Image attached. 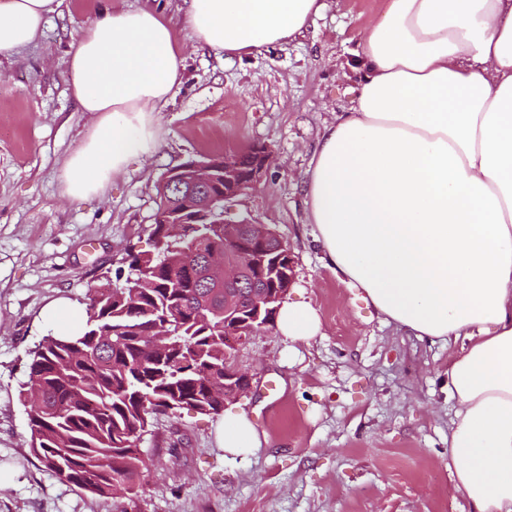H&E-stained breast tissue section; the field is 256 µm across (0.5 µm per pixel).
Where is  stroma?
<instances>
[{
  "mask_svg": "<svg viewBox=\"0 0 512 512\" xmlns=\"http://www.w3.org/2000/svg\"><path fill=\"white\" fill-rule=\"evenodd\" d=\"M145 0H62L27 48L0 58V463L16 484L0 512H471L448 458L454 402L443 384L451 346L385 322L323 259L304 182L325 127L354 104L360 44L386 0H324L297 39L244 56L194 41L181 0H154L184 48V82L154 115L159 145L97 194L64 193V163L97 116L65 81L71 40L98 11ZM253 144L272 159L260 182L224 203V221L275 230L294 260L289 299L322 331L290 346L269 326L240 347L251 390L227 409L268 442L241 459L215 443L221 421L189 409L154 414L139 442L148 468L130 499H98L59 481L30 449L19 396L27 352L45 334L49 300L87 305L115 284L126 252L151 249L166 172Z\"/></svg>",
  "mask_w": 512,
  "mask_h": 512,
  "instance_id": "1",
  "label": "stroma"
}]
</instances>
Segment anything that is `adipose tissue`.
<instances>
[{
    "mask_svg": "<svg viewBox=\"0 0 512 512\" xmlns=\"http://www.w3.org/2000/svg\"><path fill=\"white\" fill-rule=\"evenodd\" d=\"M61 0H0V57L30 45ZM321 0H183L196 43L243 55L288 42ZM66 81L98 116L66 162L65 192L100 191L158 146L153 120L183 83L184 57L161 12L105 9L72 39ZM351 111L326 127L307 171L305 205L328 265L386 320L434 343L459 342L445 388L455 402L448 454L473 512H512V0H387L366 28ZM85 309L41 311L57 337ZM288 341L320 333L318 312L284 300ZM225 453L267 442L227 413Z\"/></svg>",
    "mask_w": 512,
    "mask_h": 512,
    "instance_id": "obj_1",
    "label": "adipose tissue"
}]
</instances>
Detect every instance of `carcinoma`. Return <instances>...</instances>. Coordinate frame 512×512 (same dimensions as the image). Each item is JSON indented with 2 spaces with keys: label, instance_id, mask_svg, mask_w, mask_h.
Masks as SVG:
<instances>
[{
  "label": "carcinoma",
  "instance_id": "carcinoma-1",
  "mask_svg": "<svg viewBox=\"0 0 512 512\" xmlns=\"http://www.w3.org/2000/svg\"><path fill=\"white\" fill-rule=\"evenodd\" d=\"M178 240L154 222L153 250L128 253L131 274L93 291L85 331L44 336L28 353L20 397L29 405L30 447L57 479L104 498L137 494L146 463L143 427L170 400L206 415L224 411L212 385L224 380V305L250 315V282L206 283L201 262L224 242L213 216L185 214Z\"/></svg>",
  "mask_w": 512,
  "mask_h": 512
}]
</instances>
